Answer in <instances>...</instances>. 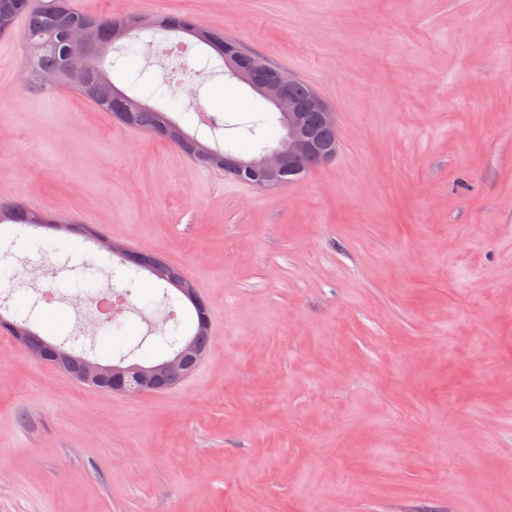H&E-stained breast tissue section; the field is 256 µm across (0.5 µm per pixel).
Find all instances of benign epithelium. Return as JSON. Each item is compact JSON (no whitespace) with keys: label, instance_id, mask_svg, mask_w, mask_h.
Segmentation results:
<instances>
[{"label":"benign epithelium","instance_id":"1","mask_svg":"<svg viewBox=\"0 0 512 512\" xmlns=\"http://www.w3.org/2000/svg\"><path fill=\"white\" fill-rule=\"evenodd\" d=\"M242 65L228 63L233 73L258 95L267 101L280 115L283 134L279 141L267 152L238 164L224 163V173L238 174L244 170L272 174L286 168H292L294 160L308 153L317 155L320 163H326L334 157V152L320 146L310 131L302 125L300 106L288 95L290 77L272 69L250 55H242ZM114 250L128 260L147 266L152 254L146 250L132 252L124 245ZM19 341L25 345L28 355L36 361L45 362L49 358L64 368H70L71 353L63 351L36 335L32 330H17ZM203 358L194 340L187 338L168 357L157 362L103 364L88 358L83 359L78 377L88 385L101 387L114 393L136 396L148 391L161 392L168 388V373L174 368L189 374Z\"/></svg>","mask_w":512,"mask_h":512}]
</instances>
